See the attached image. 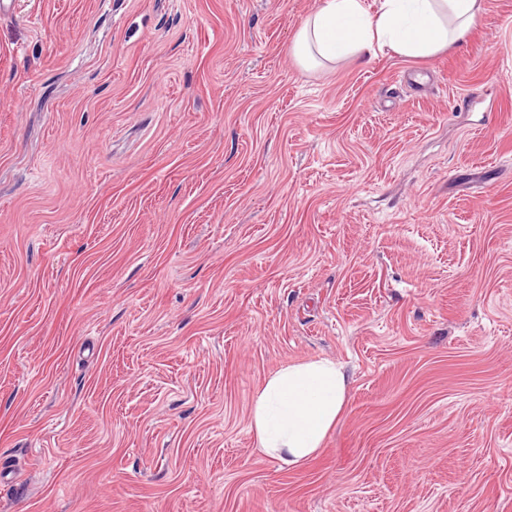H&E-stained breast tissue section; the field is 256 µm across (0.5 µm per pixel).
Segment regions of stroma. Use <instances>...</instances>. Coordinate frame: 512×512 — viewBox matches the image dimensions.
<instances>
[{
	"mask_svg": "<svg viewBox=\"0 0 512 512\" xmlns=\"http://www.w3.org/2000/svg\"><path fill=\"white\" fill-rule=\"evenodd\" d=\"M323 3L0 15V512H512V0L306 70ZM320 358L346 413L268 457ZM348 392L342 367L328 359L278 369L264 380L252 402L250 426L259 449L280 459L284 454L293 465L319 457L347 410Z\"/></svg>",
	"mask_w": 512,
	"mask_h": 512,
	"instance_id": "obj_1",
	"label": "stroma"
}]
</instances>
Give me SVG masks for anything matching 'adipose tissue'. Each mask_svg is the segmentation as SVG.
<instances>
[{
  "instance_id": "1",
  "label": "adipose tissue",
  "mask_w": 512,
  "mask_h": 512,
  "mask_svg": "<svg viewBox=\"0 0 512 512\" xmlns=\"http://www.w3.org/2000/svg\"><path fill=\"white\" fill-rule=\"evenodd\" d=\"M479 16V0H380L372 15L362 0H324L295 32L292 51L305 69L384 47L404 57H429L465 43ZM348 403L340 365L295 362L264 380L253 398L250 426L263 453L300 465L321 455Z\"/></svg>"
}]
</instances>
